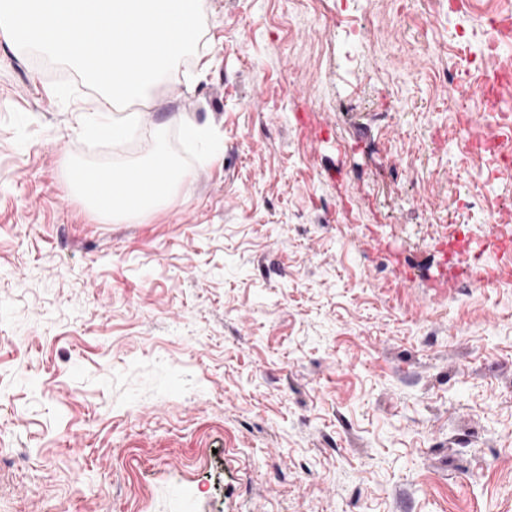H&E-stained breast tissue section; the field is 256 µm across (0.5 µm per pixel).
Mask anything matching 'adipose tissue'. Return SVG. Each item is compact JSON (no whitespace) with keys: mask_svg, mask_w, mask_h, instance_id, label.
<instances>
[{"mask_svg":"<svg viewBox=\"0 0 512 512\" xmlns=\"http://www.w3.org/2000/svg\"><path fill=\"white\" fill-rule=\"evenodd\" d=\"M154 178L139 184L114 186L118 171L115 168H89L80 164H69L67 178L70 187L79 199L93 212L115 221L134 222L152 215L176 192L186 190L190 175L174 168L163 154H156L148 165ZM113 184L111 196H100L97 184Z\"/></svg>","mask_w":512,"mask_h":512,"instance_id":"adipose-tissue-1","label":"adipose tissue"}]
</instances>
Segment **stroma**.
I'll use <instances>...</instances> for the list:
<instances>
[{"instance_id": "35a3bbf8", "label": "stroma", "mask_w": 512, "mask_h": 512, "mask_svg": "<svg viewBox=\"0 0 512 512\" xmlns=\"http://www.w3.org/2000/svg\"><path fill=\"white\" fill-rule=\"evenodd\" d=\"M204 0L127 144L71 150L87 87L0 37V512H512V230L468 144L490 7ZM209 129L192 147L182 121ZM191 174L107 223L66 161Z\"/></svg>"}]
</instances>
